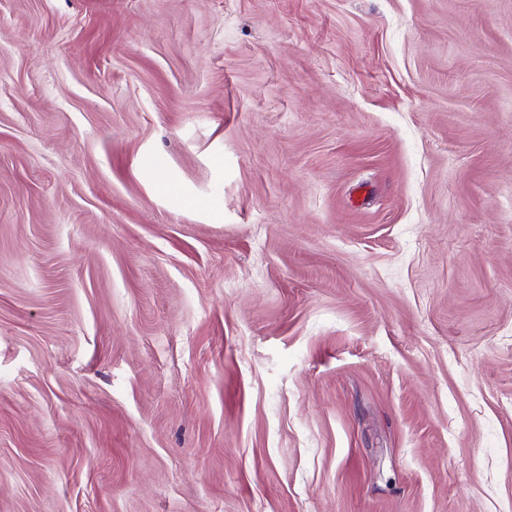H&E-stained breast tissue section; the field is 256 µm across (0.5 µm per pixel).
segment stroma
Returning a JSON list of instances; mask_svg holds the SVG:
<instances>
[{
  "label": "stroma",
  "instance_id": "stroma-1",
  "mask_svg": "<svg viewBox=\"0 0 512 512\" xmlns=\"http://www.w3.org/2000/svg\"><path fill=\"white\" fill-rule=\"evenodd\" d=\"M0 512H512V0H0Z\"/></svg>",
  "mask_w": 512,
  "mask_h": 512
}]
</instances>
